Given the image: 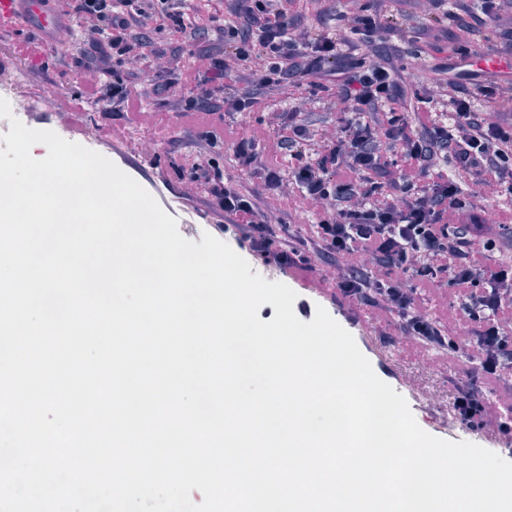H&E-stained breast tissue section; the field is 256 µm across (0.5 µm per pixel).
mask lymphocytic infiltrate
Wrapping results in <instances>:
<instances>
[{"instance_id": "obj_1", "label": "lymphocytic infiltrate", "mask_w": 512, "mask_h": 512, "mask_svg": "<svg viewBox=\"0 0 512 512\" xmlns=\"http://www.w3.org/2000/svg\"><path fill=\"white\" fill-rule=\"evenodd\" d=\"M458 28L482 14L501 21V0H428ZM44 11L63 21L83 46L73 59L80 91L74 110L92 105L118 113L129 125L154 127L148 98L166 92L179 117L201 126L206 147L198 151L188 179L209 187L214 205L231 217L225 232L241 247L281 269L315 272L317 250L339 271L338 295L356 307L393 319L398 335L444 354L463 371L452 388L459 421L472 429L495 426L512 440V265L499 259L494 228L512 225V209L500 211L496 227L484 224L479 193L463 195L457 183L427 175L449 151L457 169L480 186L512 193V124L485 119L475 100L449 80L447 124L428 110L413 117L391 114L376 120L400 95L389 62H366L360 47L389 28L377 13L353 16L347 33H298L282 0H232L235 24L215 28L213 48L187 60L202 17L187 0H41ZM152 37H144V30ZM244 73L245 86L225 96L224 80ZM295 78L314 87L332 84L344 109L336 129L314 158L304 156L308 128L297 108L275 113L272 133L252 127L225 130L216 117L249 112L259 94ZM229 143L237 164L257 176L274 199L260 209L224 176L210 153ZM401 143L407 166L381 195V144ZM266 155H259L258 145ZM298 164L292 177L318 222L313 238L287 239L278 215L288 204L278 164L281 152ZM468 223H451L456 213ZM447 282L454 302L448 318L432 316L418 303L420 290Z\"/></svg>"}]
</instances>
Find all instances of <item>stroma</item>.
I'll return each instance as SVG.
<instances>
[{
	"label": "stroma",
	"mask_w": 512,
	"mask_h": 512,
	"mask_svg": "<svg viewBox=\"0 0 512 512\" xmlns=\"http://www.w3.org/2000/svg\"><path fill=\"white\" fill-rule=\"evenodd\" d=\"M379 7L392 15L393 27L368 50L367 58L390 61L401 77L404 93L391 103V110L406 113L424 106L431 109L437 123H446L447 76L437 71L436 66L453 56L461 45L494 40L493 24H478L473 32L466 33L449 20L428 23L426 0H288L287 3L296 30L311 34L327 29L344 30L352 13ZM27 38L41 43L43 51L39 59L20 64L26 82L39 87L53 86L66 94L76 92L79 84L72 68V56L77 44L57 47L39 27L23 26L15 32L0 34V58L11 59L13 44ZM151 104L161 112V132L153 135L146 128H136L134 135L113 141L110 159L176 219L185 239L201 242L203 234H217L219 226L227 224L228 218L211 207L204 185L186 186L171 168L175 162L187 164L189 157L195 155L200 144L198 132L177 119L173 109L164 105L160 97H152ZM292 105L302 107L309 137L315 143L335 125L341 109L335 89L305 88L291 80L262 93L253 111L225 113L224 123L265 129L272 112ZM150 136L155 138L156 146L154 154L149 156L142 153L140 145Z\"/></svg>",
	"instance_id": "stroma-1"
}]
</instances>
